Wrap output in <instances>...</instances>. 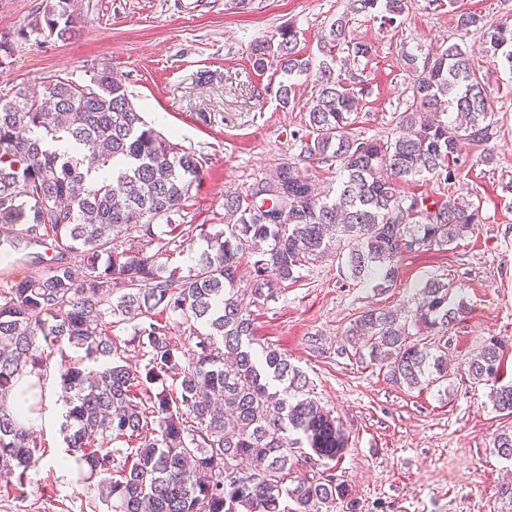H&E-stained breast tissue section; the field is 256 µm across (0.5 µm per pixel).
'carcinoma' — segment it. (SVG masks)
I'll return each mask as SVG.
<instances>
[{
    "label": "carcinoma",
    "instance_id": "cac0c4a2",
    "mask_svg": "<svg viewBox=\"0 0 512 512\" xmlns=\"http://www.w3.org/2000/svg\"><path fill=\"white\" fill-rule=\"evenodd\" d=\"M357 13L382 12L394 22L408 0H353ZM88 22L82 0H46L27 28L0 36V67L16 38L37 34L65 42ZM456 30L476 31L493 61L512 68V24L487 23L475 12L456 15ZM341 15L323 47H347L370 59L373 45L347 39ZM300 32L282 28L249 48L258 72L273 70L281 107L294 104L295 79L312 70L299 50ZM335 58L316 72L318 91L307 110L308 158L334 163L336 195L317 191L293 163L258 179L262 193L224 195L225 224L193 230L207 248L186 269L159 258L185 252L191 241L173 216L180 214L204 174L203 157L148 126L122 82L103 65L78 83L60 73L33 92L15 84L0 90V264L17 261L21 247L49 246L45 267L0 288V487L22 486L42 459V443L8 404L20 380L38 389L25 412L42 410L43 362L64 359L65 455L86 479L100 478L111 512H321L348 495L329 473L294 476V449L305 441L318 460L334 461L347 447L336 418L311 398L309 378L274 348L256 358L252 319L240 299L239 270L250 268L260 294L339 249L348 277L381 290L396 284L404 253L448 250L481 223L480 206L452 194L426 203L403 190L417 177L437 174L453 183L459 146L492 160L497 139L490 98L456 44L435 54L401 53L412 76V101L396 118L392 137L355 138L348 120L360 100ZM288 202L278 223L265 216ZM126 239L117 240L115 229ZM159 245L151 256L144 250ZM413 320L369 309L345 332L358 359L415 388L448 379V355L411 340V328H448L466 313L448 283L432 278L414 297ZM182 320L191 350L170 325ZM133 324L145 363L127 365L112 329ZM83 352L70 359L67 350ZM503 345L490 338L467 362L471 379L492 384L495 410L512 416V381L503 382ZM177 388H167L168 380ZM512 460V431L493 440ZM293 508H288V502Z\"/></svg>",
    "mask_w": 512,
    "mask_h": 512
}]
</instances>
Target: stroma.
Returning a JSON list of instances; mask_svg holds the SVG:
<instances>
[{
	"label": "stroma",
	"instance_id": "1",
	"mask_svg": "<svg viewBox=\"0 0 512 512\" xmlns=\"http://www.w3.org/2000/svg\"><path fill=\"white\" fill-rule=\"evenodd\" d=\"M84 2L91 22L75 39L14 43L0 90L54 73L81 82L91 67L110 64L147 124L206 160L183 212L188 225L223 223L225 193L245 192L284 162L296 163L323 190L338 184L334 166L301 155L314 76L298 77L294 104L282 108L275 95L280 76L252 69L251 44L292 25L301 32L302 52L317 63L328 55L320 39L331 21L347 16L351 37L374 46L371 59L352 68L360 78V109L347 131L360 138L390 136L396 113L406 108L412 78L401 66L402 51L456 42L467 50L498 119L494 159L485 164L475 150L463 149L455 183L428 175L405 190L433 199L454 192L479 205L481 224L452 249L406 253L396 285L386 290L350 280L331 252L272 293H245L243 305L256 347L278 348L300 366L312 398L348 436L332 463L348 497L322 512H512V502L497 494L503 479H512V463L493 450L496 434L512 430V418L494 410L489 385L469 379L464 366L495 337L504 346L503 377L512 380V68L492 65L478 34L462 38L455 30L461 11L512 22V0H410L408 12L390 25L351 12L350 0H252L243 11L232 0ZM430 277L448 281L467 305L442 337L449 383L411 389L340 353L361 312L413 310L414 288ZM62 371L60 355L51 356L33 426L47 453L23 492L0 493V512H107L96 482L58 463L65 448Z\"/></svg>",
	"mask_w": 512,
	"mask_h": 512
}]
</instances>
